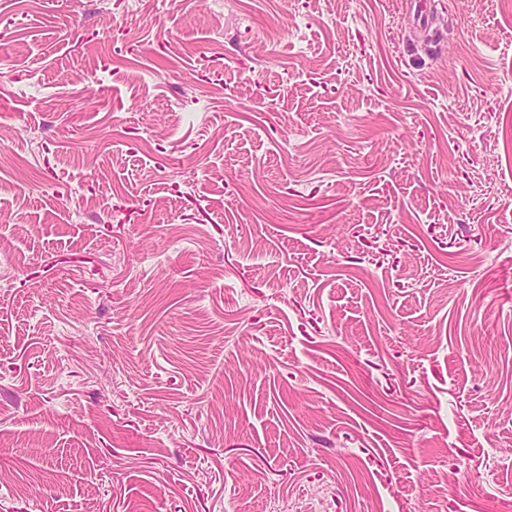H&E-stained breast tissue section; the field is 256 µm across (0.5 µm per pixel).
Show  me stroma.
Returning a JSON list of instances; mask_svg holds the SVG:
<instances>
[{
  "instance_id": "obj_1",
  "label": "stroma",
  "mask_w": 512,
  "mask_h": 512,
  "mask_svg": "<svg viewBox=\"0 0 512 512\" xmlns=\"http://www.w3.org/2000/svg\"><path fill=\"white\" fill-rule=\"evenodd\" d=\"M0 512L512 495V0H0Z\"/></svg>"
}]
</instances>
